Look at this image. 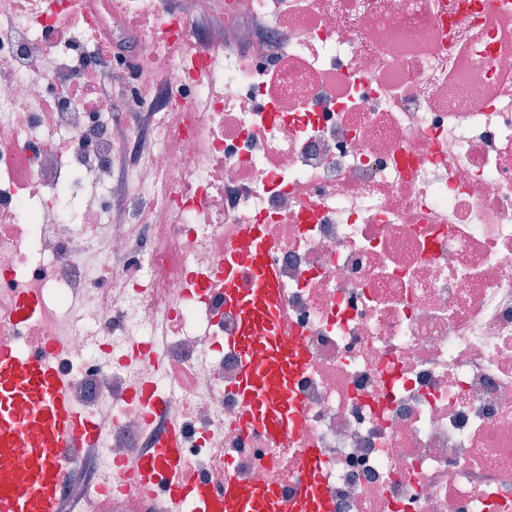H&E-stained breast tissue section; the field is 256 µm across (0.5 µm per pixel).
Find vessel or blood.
Wrapping results in <instances>:
<instances>
[{
  "instance_id": "b4317fda",
  "label": "vessel or blood",
  "mask_w": 512,
  "mask_h": 512,
  "mask_svg": "<svg viewBox=\"0 0 512 512\" xmlns=\"http://www.w3.org/2000/svg\"><path fill=\"white\" fill-rule=\"evenodd\" d=\"M258 229L232 243L224 255V300L242 312L234 343L241 363L236 395L247 419L284 434L294 418L288 408L298 342L280 335V288L275 268L263 258ZM98 426L73 413L65 380L39 356L0 360V512H59V487L72 449L93 447ZM291 497L273 487L229 482L224 496L188 488L181 438L172 433L134 454L128 467L145 489L167 484L172 512H331L315 450Z\"/></svg>"
}]
</instances>
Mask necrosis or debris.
I'll return each mask as SVG.
<instances>
[{"label": "necrosis or debris", "mask_w": 512, "mask_h": 512, "mask_svg": "<svg viewBox=\"0 0 512 512\" xmlns=\"http://www.w3.org/2000/svg\"><path fill=\"white\" fill-rule=\"evenodd\" d=\"M171 2L0 0V353L41 351L102 432L64 495L165 512L124 467L150 381L214 492L290 494L314 448L335 512H512V0ZM118 58L117 101L61 99ZM248 224L305 350L281 438L224 345Z\"/></svg>", "instance_id": "obj_1"}]
</instances>
